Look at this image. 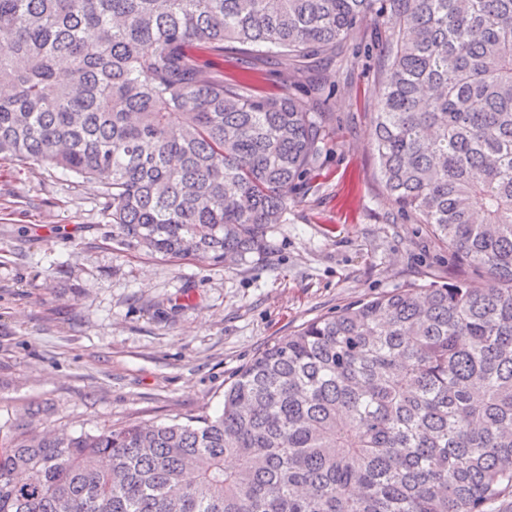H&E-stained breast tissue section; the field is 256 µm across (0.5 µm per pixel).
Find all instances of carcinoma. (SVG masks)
<instances>
[{"label":"carcinoma","instance_id":"obj_1","mask_svg":"<svg viewBox=\"0 0 512 512\" xmlns=\"http://www.w3.org/2000/svg\"><path fill=\"white\" fill-rule=\"evenodd\" d=\"M384 28L391 200L486 275L267 346L196 425L0 436V512H495L512 495V0H0V159L101 188L128 245L236 265L315 167L322 111L206 56Z\"/></svg>","mask_w":512,"mask_h":512}]
</instances>
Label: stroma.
I'll return each mask as SVG.
<instances>
[{"label":"stroma","instance_id":"obj_1","mask_svg":"<svg viewBox=\"0 0 512 512\" xmlns=\"http://www.w3.org/2000/svg\"><path fill=\"white\" fill-rule=\"evenodd\" d=\"M381 55L368 28L312 69L213 59L326 114L285 222L231 267L121 243L97 185L0 160V431L27 416L76 436L213 418L235 375L307 322L455 275L482 283L385 190L370 145Z\"/></svg>","mask_w":512,"mask_h":512}]
</instances>
